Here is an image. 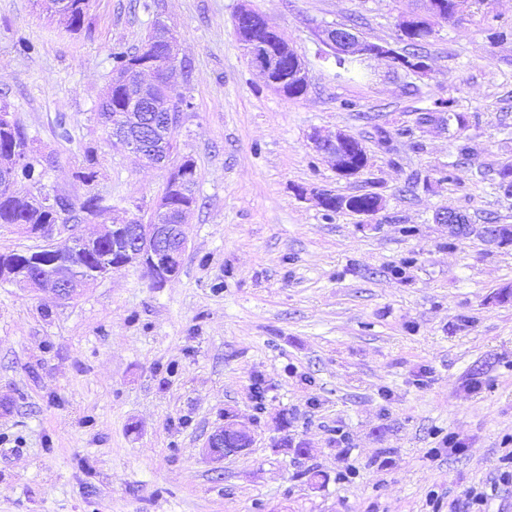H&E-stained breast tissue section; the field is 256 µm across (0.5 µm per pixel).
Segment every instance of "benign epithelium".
I'll list each match as a JSON object with an SVG mask.
<instances>
[{
    "label": "benign epithelium",
    "mask_w": 512,
    "mask_h": 512,
    "mask_svg": "<svg viewBox=\"0 0 512 512\" xmlns=\"http://www.w3.org/2000/svg\"><path fill=\"white\" fill-rule=\"evenodd\" d=\"M155 35L164 39L170 47L175 60L168 72L173 74L181 66L179 48L176 38L170 30H157ZM321 41L332 51L336 67L343 68L345 62L352 57L366 60L385 58L390 65H399L403 54L388 45L366 42L360 39L352 29L343 26H327L322 30ZM248 58L253 69L263 78L268 79L269 72L275 66V59L265 50L264 46L256 44L248 52ZM112 85L121 86L128 90L132 107L138 104L150 103L155 111H161L153 99H166L167 108H172L177 100L170 90L161 88L154 79L152 69L145 66H135L132 69L112 74ZM173 112L155 117L151 127H143V116L140 112H123L112 117V147L128 151L139 156L146 164L165 167L170 162L171 154L168 149L171 133L177 127ZM350 134L337 132L325 135L314 129L308 135L313 150L331 158L336 174L342 178H354L360 175L364 168H356L349 163L346 144ZM166 212V207L157 202L154 205L151 220L147 224H139L135 219H129L118 210L112 213L97 212L82 216V222L97 226V231L84 234L79 227H67L65 224H40L36 227H24V234L39 238L43 241L42 248L61 252L52 263L50 278L37 285L32 284L29 276L3 271L0 277L14 282L25 288L52 294L57 300L66 302L76 298L88 284L79 276L85 269L84 252L91 249L95 242L110 238L122 243L123 265L136 264L148 273L155 284L165 282L179 275V264L183 262L187 251V239L184 226L192 214L186 210L170 224H160L154 219L159 213ZM229 428L240 436L239 447L228 451H220L224 447V429ZM252 433L249 429L239 426L232 418L224 419V424L216 427L204 443V452L210 458L221 461L226 457L240 454L250 448Z\"/></svg>",
    "instance_id": "obj_1"
}]
</instances>
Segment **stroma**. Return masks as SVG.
Returning <instances> with one entry per match:
<instances>
[{"label":"stroma","mask_w":512,"mask_h":512,"mask_svg":"<svg viewBox=\"0 0 512 512\" xmlns=\"http://www.w3.org/2000/svg\"><path fill=\"white\" fill-rule=\"evenodd\" d=\"M245 1L303 57L305 95L250 66L233 26ZM426 5L92 0L73 33L42 0H0V104L53 155L44 189L148 217L168 171L113 149L97 113L113 47L138 48L158 20L184 61L171 92L193 104L171 161L192 158L198 177L183 266L162 287L134 265L65 304L0 281V512H448L475 491L512 512L498 480L512 454V246L434 220L512 224L494 189L512 164V0L435 21L422 74L376 59L368 78L340 79L319 41L352 22L405 50L398 21ZM440 98L464 132L419 124ZM315 129L359 138L364 172L339 178L309 146ZM88 145L89 186L74 175ZM313 188L387 207L328 213ZM228 415L254 442L215 463L203 444Z\"/></svg>","instance_id":"1"}]
</instances>
